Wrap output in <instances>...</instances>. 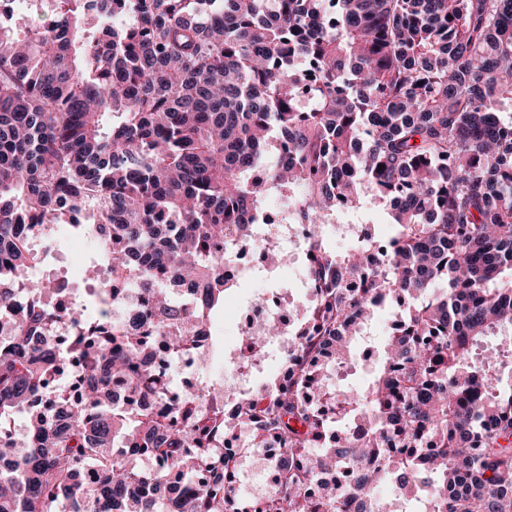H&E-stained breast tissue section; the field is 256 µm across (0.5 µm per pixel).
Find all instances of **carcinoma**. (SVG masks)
<instances>
[{"instance_id": "obj_1", "label": "carcinoma", "mask_w": 512, "mask_h": 512, "mask_svg": "<svg viewBox=\"0 0 512 512\" xmlns=\"http://www.w3.org/2000/svg\"><path fill=\"white\" fill-rule=\"evenodd\" d=\"M46 23L0 25V309L36 263L29 237L63 224L104 241L112 280L153 298L144 332L30 305L0 331V512H242L233 429L283 448L257 512H398L379 489L426 488V512H512V375L479 348L512 326V0H31ZM383 168H378V165ZM265 176H254L256 171ZM271 197L307 227L309 307L290 329L288 384L230 403L208 384L167 401L148 360L164 327L209 323L240 280ZM384 211L395 234L340 255L345 218ZM376 267H365L368 253ZM202 299L189 310L172 289ZM401 308L384 362L338 398L319 352L344 362L376 312ZM74 334L59 342L51 318ZM77 400L55 391L62 366ZM122 378L124 398L111 383ZM151 394L158 410L140 406ZM148 456L151 472L137 466ZM353 468V482L328 479ZM261 224H257V234L254 238L256 242L252 246H246L236 250L231 260L224 264V274L231 278H237L252 272L257 267L264 268V254L266 253V244L264 242V233Z\"/></svg>"}]
</instances>
